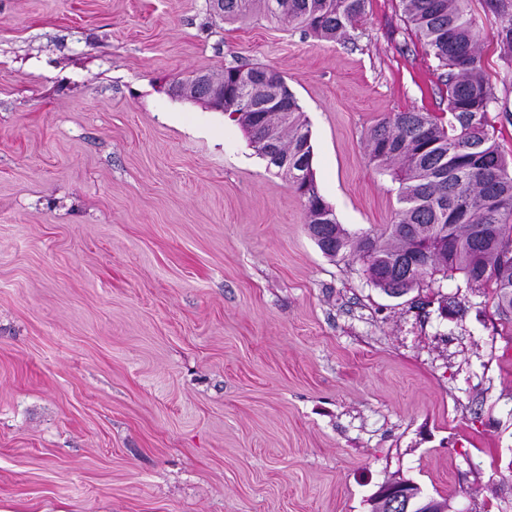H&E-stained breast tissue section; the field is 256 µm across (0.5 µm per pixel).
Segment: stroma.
Here are the masks:
<instances>
[{"label":"stroma","instance_id":"obj_1","mask_svg":"<svg viewBox=\"0 0 512 512\" xmlns=\"http://www.w3.org/2000/svg\"><path fill=\"white\" fill-rule=\"evenodd\" d=\"M279 71L320 195L396 220L367 134L445 111L400 0L338 42L209 0H0V512H371L416 482L512 512V332L490 290L401 296L173 79Z\"/></svg>","mask_w":512,"mask_h":512}]
</instances>
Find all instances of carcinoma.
<instances>
[{"label":"carcinoma","mask_w":512,"mask_h":512,"mask_svg":"<svg viewBox=\"0 0 512 512\" xmlns=\"http://www.w3.org/2000/svg\"><path fill=\"white\" fill-rule=\"evenodd\" d=\"M368 0H224L226 20L253 12L337 41L364 21ZM428 54L446 69L448 121L427 112H396L367 136L372 160L398 182L397 220L382 232L351 233L319 194L302 108L285 78L264 66L224 69V112L234 116L267 165L285 175L304 204L309 231L331 257L353 256L377 286L405 294L432 271L463 275L466 287L490 288L512 324V159L489 131L498 103L481 43L485 17L512 85V0H400Z\"/></svg>","instance_id":"1"}]
</instances>
